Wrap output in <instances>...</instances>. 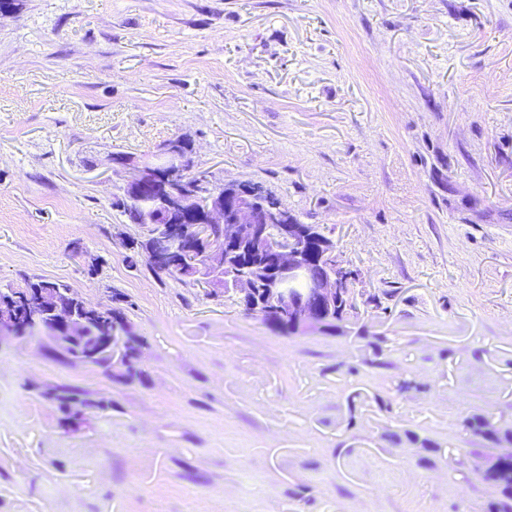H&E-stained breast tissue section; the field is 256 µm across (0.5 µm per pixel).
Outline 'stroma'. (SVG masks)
Returning a JSON list of instances; mask_svg holds the SVG:
<instances>
[{
    "mask_svg": "<svg viewBox=\"0 0 512 512\" xmlns=\"http://www.w3.org/2000/svg\"><path fill=\"white\" fill-rule=\"evenodd\" d=\"M176 137L333 239L342 320L287 334L129 266L112 158ZM27 278L144 345L125 379L0 337V512H489L463 423L512 429V0H15L0 288Z\"/></svg>",
    "mask_w": 512,
    "mask_h": 512,
    "instance_id": "stroma-1",
    "label": "stroma"
}]
</instances>
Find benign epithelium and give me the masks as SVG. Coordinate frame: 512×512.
I'll return each instance as SVG.
<instances>
[{"label":"benign epithelium","mask_w":512,"mask_h":512,"mask_svg":"<svg viewBox=\"0 0 512 512\" xmlns=\"http://www.w3.org/2000/svg\"><path fill=\"white\" fill-rule=\"evenodd\" d=\"M117 164L124 190L152 192L147 223L159 242L150 252L156 268L176 269L195 254L207 266L221 254L226 260L242 254L250 258L247 271L227 283L211 279L213 291H231L250 308L273 304L288 314L295 333L320 324V311L347 296L351 273L337 263L332 240L323 243L326 271L310 274L309 225L296 223L283 203L263 202L255 190L190 181L193 161L181 138L161 144L153 163L121 157Z\"/></svg>","instance_id":"7a95c632"}]
</instances>
